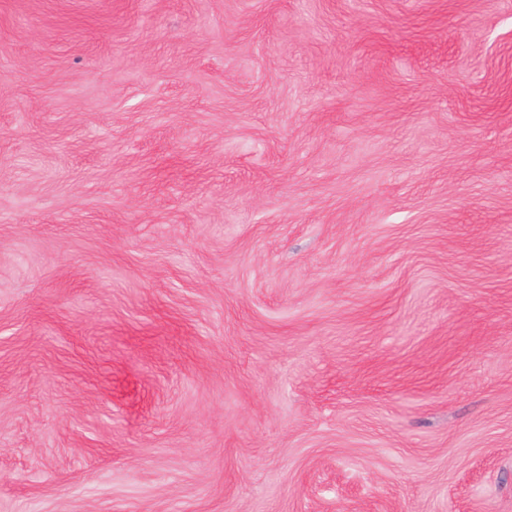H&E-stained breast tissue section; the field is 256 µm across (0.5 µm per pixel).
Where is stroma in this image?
I'll use <instances>...</instances> for the list:
<instances>
[{
  "mask_svg": "<svg viewBox=\"0 0 512 512\" xmlns=\"http://www.w3.org/2000/svg\"><path fill=\"white\" fill-rule=\"evenodd\" d=\"M0 512H512V0H0Z\"/></svg>",
  "mask_w": 512,
  "mask_h": 512,
  "instance_id": "1",
  "label": "stroma"
}]
</instances>
